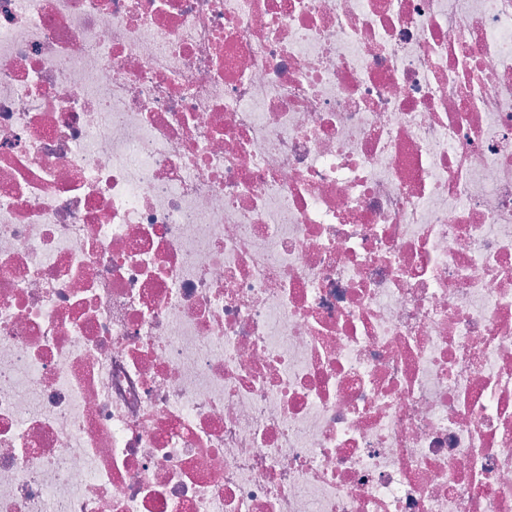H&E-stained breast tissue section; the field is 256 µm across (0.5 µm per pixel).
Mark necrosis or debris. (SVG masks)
<instances>
[{
	"label": "necrosis or debris",
	"instance_id": "4bbe7bcc",
	"mask_svg": "<svg viewBox=\"0 0 512 512\" xmlns=\"http://www.w3.org/2000/svg\"><path fill=\"white\" fill-rule=\"evenodd\" d=\"M0 512H512V0H0Z\"/></svg>",
	"mask_w": 512,
	"mask_h": 512
}]
</instances>
